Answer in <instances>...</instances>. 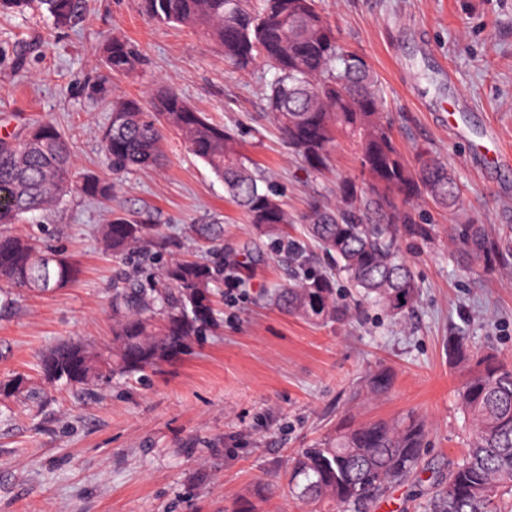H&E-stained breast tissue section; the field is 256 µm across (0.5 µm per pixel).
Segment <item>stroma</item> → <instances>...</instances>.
Masks as SVG:
<instances>
[{"label":"stroma","instance_id":"35a3bbf8","mask_svg":"<svg viewBox=\"0 0 512 512\" xmlns=\"http://www.w3.org/2000/svg\"><path fill=\"white\" fill-rule=\"evenodd\" d=\"M88 19L53 29L36 13L0 16V126L53 122L72 143L75 174L113 184L110 200L82 195L29 215L15 232L78 261L67 286L38 296L17 291L0 313V378L28 377L29 396L0 405V512H231L263 484L259 512H309L288 488L304 448L349 421L408 414L422 418L430 470L389 489L371 512H429L437 474L467 446L457 391L469 367L448 343L466 336L512 366V265L471 270L455 259L456 238L484 225L512 247V166L489 168L495 147L512 152V0H321L337 36L363 56L385 92L393 140L408 167L424 155L450 167L462 201L447 211L408 204L429 234L402 240L419 285L414 311L394 320L353 297L345 321L312 323L272 300L298 265L333 271L303 235L311 200L336 204V185L359 177L354 147L338 138L327 168L315 171L280 139L266 107L273 77L264 65L240 72L180 26L152 24L134 0H86ZM120 33L142 63L104 81L97 45ZM104 83V95L93 83ZM236 133L250 168L277 193L301 253H272L256 238L222 181L169 136L156 169L113 176L100 151L111 99L148 100L158 85ZM457 125L462 137L449 135ZM150 216L169 244L158 257L106 253L97 229L112 212ZM224 228V271L243 285L224 289L220 327L156 372L114 376L82 389L52 387L35 364L51 344H112V282L157 279L163 263L213 259L207 225ZM393 385L381 396L365 385L378 369Z\"/></svg>","mask_w":512,"mask_h":512}]
</instances>
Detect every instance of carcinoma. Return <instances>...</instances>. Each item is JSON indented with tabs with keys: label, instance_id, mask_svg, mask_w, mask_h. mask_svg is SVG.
Listing matches in <instances>:
<instances>
[{
	"label": "carcinoma",
	"instance_id": "cac0c4a2",
	"mask_svg": "<svg viewBox=\"0 0 512 512\" xmlns=\"http://www.w3.org/2000/svg\"><path fill=\"white\" fill-rule=\"evenodd\" d=\"M84 0H0V12L46 16L56 29L72 28L83 16ZM149 20L177 24L198 33L239 71L258 63L274 70L266 94L289 152L312 169L328 161L339 136L358 143V162L366 187L352 179L338 186L336 208L314 200L302 217L306 236L334 261L336 270L360 297L400 318L413 307L418 284L400 241L424 237L428 229L397 200L425 195L453 208L460 186L448 165L424 156L410 171L392 139L383 94L369 64L349 50L318 9L317 0H137ZM110 76L133 73L141 58L129 40L114 35L99 46ZM172 133L221 181L242 209L253 234L288 237L290 219L277 195L259 186L246 165L235 134L196 111L172 88H159L149 105L137 98L112 103L101 131V149L112 174L154 168L165 157ZM69 139L49 121L25 125L0 136V226L47 210L79 193L106 199L112 183L87 175L73 183ZM104 250L114 257L153 244L163 246L161 228L115 213L100 229ZM512 250L470 224L456 244L458 262L488 268L505 262ZM79 265L62 253L43 251L29 237L0 233V284L48 290L76 279ZM220 269L197 259L177 258L151 288L137 284L112 288V346L92 351L63 341L37 364L49 384L84 385L108 374L136 375L172 364L186 353L213 320L214 283ZM278 307L313 322H341L349 307L336 296L334 281L308 275L274 290ZM391 374L372 376L369 391L387 392ZM21 375L0 378V400L21 394ZM469 420L461 459L448 466L437 484L430 512H505L512 493V367L498 357H476L458 391ZM426 437L424 423L406 415L340 426L294 459L288 485L303 503L327 502L340 512H367L369 504L418 472Z\"/></svg>",
	"mask_w": 512,
	"mask_h": 512
}]
</instances>
